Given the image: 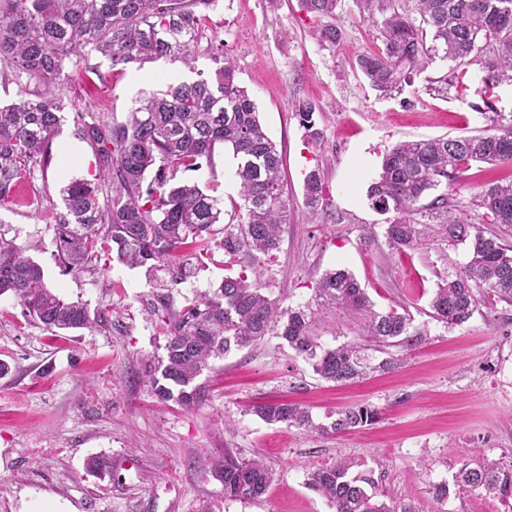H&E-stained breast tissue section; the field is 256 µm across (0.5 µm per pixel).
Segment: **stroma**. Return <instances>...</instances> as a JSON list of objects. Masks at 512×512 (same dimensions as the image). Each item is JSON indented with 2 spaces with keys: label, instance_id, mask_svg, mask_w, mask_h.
Instances as JSON below:
<instances>
[{
  "label": "stroma",
  "instance_id": "obj_1",
  "mask_svg": "<svg viewBox=\"0 0 512 512\" xmlns=\"http://www.w3.org/2000/svg\"><path fill=\"white\" fill-rule=\"evenodd\" d=\"M207 24L223 40L237 84L255 101L284 160L288 222L277 261L263 277L266 294L284 307L305 304L317 276L344 266L375 311L407 309L427 338L415 349H394L398 368L337 386L270 335L216 362L208 405L157 403L145 366L163 352L152 313L158 284L144 269L117 263L65 274L53 259L44 209L60 202L69 180L97 175L92 149L65 113L46 173L27 178L0 206V237L39 262L63 299L108 310L110 323L55 337L26 317L11 294L0 295V360L11 366L0 378V512H38L49 501L60 512H333L305 482L311 470L340 460L372 471L393 501L416 512H512V501L483 491L444 500L432 494L471 455L512 466V304L482 301L459 326L433 318L429 300L467 262V246H450L438 220L425 215L417 248L394 254L383 237L386 218L367 198L387 149L404 140L481 133L491 126L483 102L429 89V81L458 72L441 58L393 96L379 95L355 60L382 41L352 0L336 11L342 36L333 45L320 41L298 0H280L275 8L269 0H218ZM96 63L98 76L72 75L58 92L77 110L104 113L115 124L125 121L140 92L208 78L215 69L206 56L191 70L163 59L120 72L105 57ZM301 102L315 109L317 140L308 139L295 115ZM234 170L231 153L219 147L212 161L177 178L218 197L230 215L239 201ZM312 170L322 176L323 212L304 205V178ZM511 181L512 166L475 163L449 185L448 201L470 217L486 184ZM223 278L218 250L172 290L173 309L218 288ZM274 399L304 405L318 422L359 404L377 409L380 419L338 435L269 425L251 407ZM228 448L246 459L261 457L273 473L261 499H225L210 470ZM91 456L106 460L105 475L86 472Z\"/></svg>",
  "mask_w": 512,
  "mask_h": 512
}]
</instances>
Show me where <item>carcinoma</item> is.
<instances>
[{
  "label": "carcinoma",
  "mask_w": 512,
  "mask_h": 512,
  "mask_svg": "<svg viewBox=\"0 0 512 512\" xmlns=\"http://www.w3.org/2000/svg\"><path fill=\"white\" fill-rule=\"evenodd\" d=\"M216 0H0V82L16 87V100L0 106V205L10 201L22 180L47 171L52 141L67 108L56 93L71 68L97 73L91 55L112 67L159 59L190 67L202 52L216 64L213 77L171 84L160 95L135 101L126 122L91 121L75 111V134L94 152L96 181L75 179L62 189V206L51 205L56 264L64 273H81L101 260L145 268V276L166 289L183 283L211 257L223 252L224 280L212 292L186 300L169 312L170 293L156 295L153 311H162L164 353L146 373L152 394L161 403L186 409L208 404L211 390L205 374L227 354L259 344L273 333L320 379L352 384L368 371L399 365L392 356L370 364L364 347L347 342L325 348L317 334L319 309L351 311L363 318V335L379 346L406 350L420 345L425 333L412 326L408 312L372 310L355 276L345 268L322 274L312 302L283 308L261 286L280 250L281 227L288 220L283 185L284 162L262 127L257 107L239 87L224 43L209 35L200 7ZM341 0H299L300 11L315 20L336 17ZM409 10L399 0H354L360 14L379 30L382 47L360 54L356 66L369 84L388 95L437 56L482 72L474 95L497 116L494 127L475 135L440 136L403 141L385 155L368 199L380 214L394 213L385 229L392 251L418 245L415 215L427 209L439 217L452 244H470L468 262L436 289L430 307L434 317L453 326L469 321L478 310L480 292L512 303V183L486 186L475 206L479 222L457 215L448 198L419 206L426 193L459 179L473 162L512 165V124L491 103L493 90L512 82V0H413ZM297 114L308 136L320 132L314 108L298 104ZM232 150L237 160L238 223H224L218 199L196 184H176L178 173L212 160L216 146ZM305 205L318 210L323 199L321 175L313 170L304 181ZM224 237L210 245L215 225ZM11 293L26 315L49 332L105 326L108 317L79 302H69L45 282L41 265L0 239V295ZM252 412L268 424H283L322 433L362 428L378 419L376 410L359 405L314 422L311 412L293 402L268 401ZM346 461L310 471L306 485L324 497L335 512H414L386 502L369 470L355 475ZM224 497L253 501L268 492L272 473L259 458L249 460L224 449L212 466ZM485 490L512 499V469L494 462L467 461L452 484L434 489L439 499L450 491Z\"/></svg>",
  "instance_id": "obj_1"
}]
</instances>
